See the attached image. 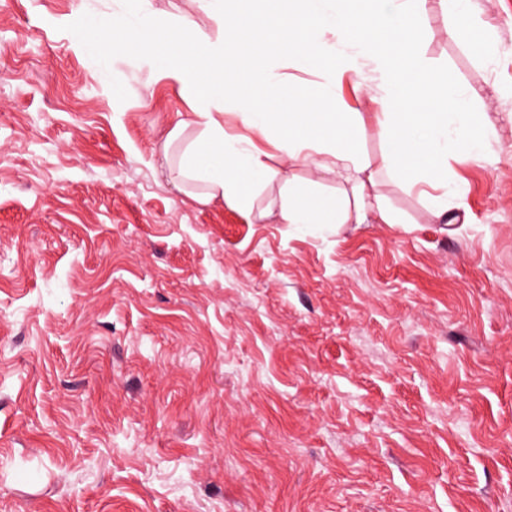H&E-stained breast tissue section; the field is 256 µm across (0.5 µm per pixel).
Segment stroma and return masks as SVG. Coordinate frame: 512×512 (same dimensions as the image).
<instances>
[{
	"mask_svg": "<svg viewBox=\"0 0 512 512\" xmlns=\"http://www.w3.org/2000/svg\"><path fill=\"white\" fill-rule=\"evenodd\" d=\"M149 7L189 10L0 5V512H512V0H471L487 53L423 4L495 130L448 145L454 223L388 183L402 223L306 232L181 191L191 106L120 45ZM92 17L114 40L76 49Z\"/></svg>",
	"mask_w": 512,
	"mask_h": 512,
	"instance_id": "stroma-1",
	"label": "stroma"
}]
</instances>
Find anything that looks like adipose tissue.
I'll list each match as a JSON object with an SVG mask.
<instances>
[{
	"instance_id": "adipose-tissue-1",
	"label": "adipose tissue",
	"mask_w": 512,
	"mask_h": 512,
	"mask_svg": "<svg viewBox=\"0 0 512 512\" xmlns=\"http://www.w3.org/2000/svg\"><path fill=\"white\" fill-rule=\"evenodd\" d=\"M221 37L182 18L179 29L143 19L129 33L127 49L149 53L156 72L177 81L192 104L194 122L181 121L169 132L163 158L177 170L185 195L195 201L226 202L251 220L277 215L280 223L305 227L396 224L399 215L385 203L384 180L406 188L426 183L434 221L448 223L449 197L461 186L448 179V134H455L465 158L489 161L487 116L471 112L466 99L430 70L421 50L422 0H393L397 19L383 22L381 0H252L241 12L239 0H195ZM333 41H326V34ZM278 46L322 72L325 91L310 95L290 86L287 76L267 71L262 50ZM357 77L386 129L381 166L359 147L363 118L341 107L344 76ZM262 85L265 95L246 97L244 81ZM234 105L244 134L228 133L219 120ZM196 135H189L190 126ZM274 139L290 165L308 178L279 179L264 160L253 135ZM332 176L336 188H325ZM280 182L277 205L260 195Z\"/></svg>"
}]
</instances>
